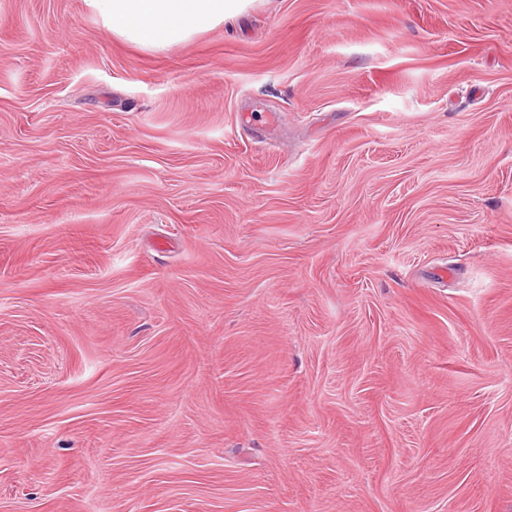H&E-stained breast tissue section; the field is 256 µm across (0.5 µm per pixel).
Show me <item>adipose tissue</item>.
<instances>
[{
  "label": "adipose tissue",
  "instance_id": "adipose-tissue-1",
  "mask_svg": "<svg viewBox=\"0 0 512 512\" xmlns=\"http://www.w3.org/2000/svg\"><path fill=\"white\" fill-rule=\"evenodd\" d=\"M104 25L126 41L163 49L245 12L251 0H86Z\"/></svg>",
  "mask_w": 512,
  "mask_h": 512
}]
</instances>
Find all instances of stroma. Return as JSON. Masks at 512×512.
I'll return each instance as SVG.
<instances>
[{"instance_id": "1", "label": "stroma", "mask_w": 512, "mask_h": 512, "mask_svg": "<svg viewBox=\"0 0 512 512\" xmlns=\"http://www.w3.org/2000/svg\"><path fill=\"white\" fill-rule=\"evenodd\" d=\"M0 512H512V0H0ZM104 25L126 41L163 49L191 40L207 27L224 25L252 0H86Z\"/></svg>"}]
</instances>
